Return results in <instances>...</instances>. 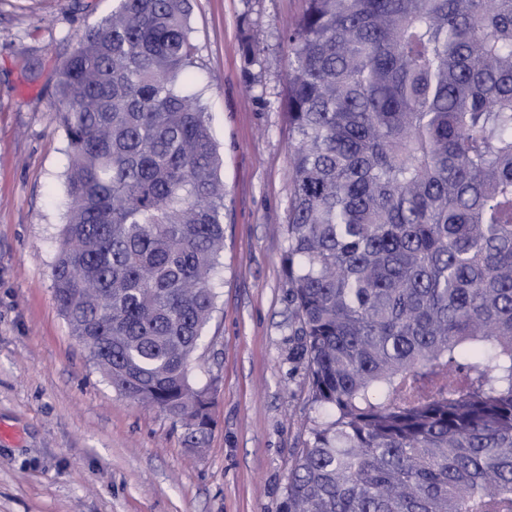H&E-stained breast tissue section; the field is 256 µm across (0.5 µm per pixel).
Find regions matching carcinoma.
Masks as SVG:
<instances>
[{
  "mask_svg": "<svg viewBox=\"0 0 512 512\" xmlns=\"http://www.w3.org/2000/svg\"><path fill=\"white\" fill-rule=\"evenodd\" d=\"M283 264L311 403L282 512H512V0H306L283 32ZM189 0H112L56 70L52 287L119 395L199 448L222 157Z\"/></svg>",
  "mask_w": 512,
  "mask_h": 512,
  "instance_id": "cac0c4a2",
  "label": "carcinoma"
}]
</instances>
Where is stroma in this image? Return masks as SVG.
Masks as SVG:
<instances>
[{
  "mask_svg": "<svg viewBox=\"0 0 512 512\" xmlns=\"http://www.w3.org/2000/svg\"><path fill=\"white\" fill-rule=\"evenodd\" d=\"M200 95L224 160L216 310L192 378L214 421L202 452L159 409L117 394L52 288L67 209L56 66L112 0H0V512H281L309 437L306 361L282 266L291 138L281 34L304 0H191ZM260 49L254 63L243 46Z\"/></svg>",
  "mask_w": 512,
  "mask_h": 512,
  "instance_id": "35a3bbf8",
  "label": "stroma"
}]
</instances>
